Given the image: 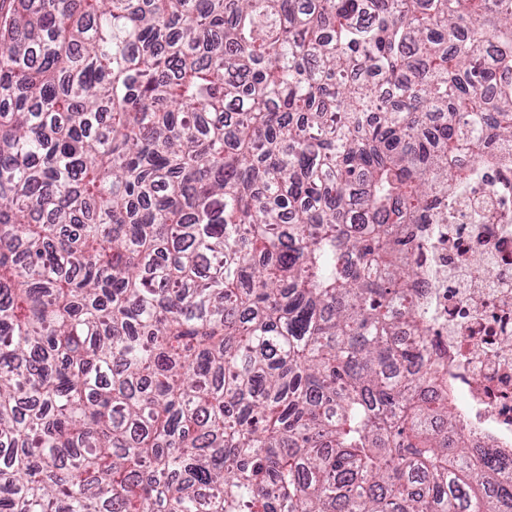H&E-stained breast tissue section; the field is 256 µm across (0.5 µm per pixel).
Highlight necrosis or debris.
I'll return each instance as SVG.
<instances>
[{"instance_id": "necrosis-or-debris-1", "label": "necrosis or debris", "mask_w": 512, "mask_h": 512, "mask_svg": "<svg viewBox=\"0 0 512 512\" xmlns=\"http://www.w3.org/2000/svg\"><path fill=\"white\" fill-rule=\"evenodd\" d=\"M417 309L448 392L461 395L459 434L512 454V179L485 171L436 223L411 225Z\"/></svg>"}]
</instances>
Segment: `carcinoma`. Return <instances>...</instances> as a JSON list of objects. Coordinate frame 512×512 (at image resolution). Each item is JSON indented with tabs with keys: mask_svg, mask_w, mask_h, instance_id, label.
<instances>
[{
	"mask_svg": "<svg viewBox=\"0 0 512 512\" xmlns=\"http://www.w3.org/2000/svg\"><path fill=\"white\" fill-rule=\"evenodd\" d=\"M12 2L0 512H512L406 230L512 176V0Z\"/></svg>",
	"mask_w": 512,
	"mask_h": 512,
	"instance_id": "obj_1",
	"label": "carcinoma"
}]
</instances>
